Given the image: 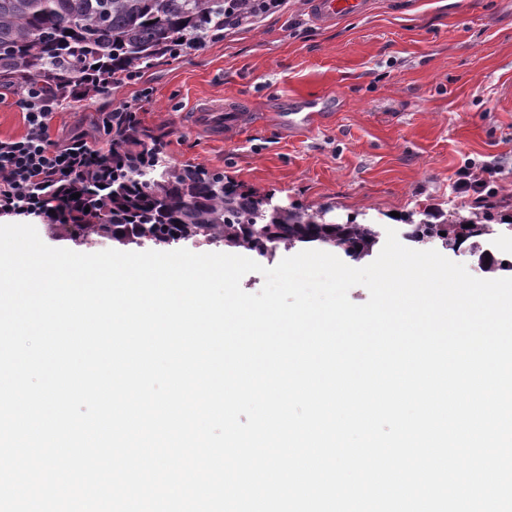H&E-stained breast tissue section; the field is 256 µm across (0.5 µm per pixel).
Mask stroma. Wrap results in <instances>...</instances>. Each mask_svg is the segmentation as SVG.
<instances>
[{
  "label": "stroma",
  "mask_w": 512,
  "mask_h": 512,
  "mask_svg": "<svg viewBox=\"0 0 512 512\" xmlns=\"http://www.w3.org/2000/svg\"><path fill=\"white\" fill-rule=\"evenodd\" d=\"M312 102L307 130L291 113ZM224 105V137L192 129ZM135 112L176 166L223 171L243 190L328 205L404 233L414 221L512 219V0H366L322 25L308 0L162 59L109 96L65 103L50 134H97L103 113ZM494 169L486 203L459 196L457 171Z\"/></svg>",
  "instance_id": "35a3bbf8"
}]
</instances>
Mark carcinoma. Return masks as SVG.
I'll use <instances>...</instances> for the list:
<instances>
[{
  "label": "carcinoma",
  "mask_w": 512,
  "mask_h": 512,
  "mask_svg": "<svg viewBox=\"0 0 512 512\" xmlns=\"http://www.w3.org/2000/svg\"><path fill=\"white\" fill-rule=\"evenodd\" d=\"M224 30V0H0V82L37 78L62 91L108 93L112 85L153 67L179 49L204 45ZM112 182L79 180L78 198L48 195L47 231L76 246L99 238L130 244L136 233L158 246L201 238L260 256L318 245L359 260L379 242L373 224H333L328 208H273L224 173L170 165L139 123L112 130ZM90 211H85V208ZM487 224H410L407 239L440 242L469 254L490 272L512 271V259L486 263L479 238Z\"/></svg>",
  "instance_id": "1"
}]
</instances>
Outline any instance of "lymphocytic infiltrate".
I'll list each match as a JSON object with an SVG mask.
<instances>
[{
    "instance_id": "obj_1",
    "label": "lymphocytic infiltrate",
    "mask_w": 512,
    "mask_h": 512,
    "mask_svg": "<svg viewBox=\"0 0 512 512\" xmlns=\"http://www.w3.org/2000/svg\"><path fill=\"white\" fill-rule=\"evenodd\" d=\"M80 97L42 84H27L18 101L27 123L26 134L0 139V209L35 213L41 196L67 193L82 175L97 173L104 159L95 141L75 135L52 139L50 124L57 110Z\"/></svg>"
}]
</instances>
